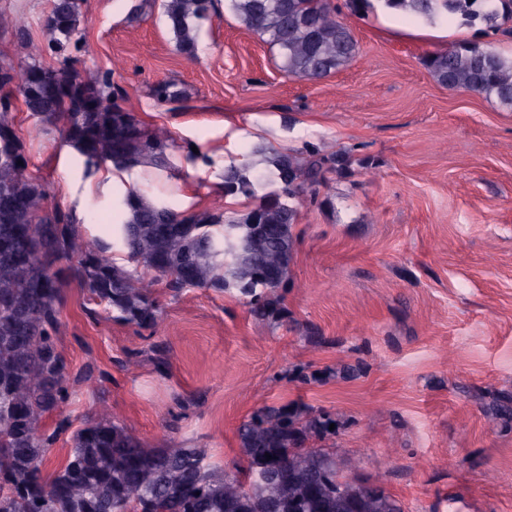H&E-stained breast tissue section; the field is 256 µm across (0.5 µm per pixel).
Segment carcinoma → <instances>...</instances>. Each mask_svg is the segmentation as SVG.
Listing matches in <instances>:
<instances>
[{
    "label": "carcinoma",
    "mask_w": 512,
    "mask_h": 512,
    "mask_svg": "<svg viewBox=\"0 0 512 512\" xmlns=\"http://www.w3.org/2000/svg\"><path fill=\"white\" fill-rule=\"evenodd\" d=\"M403 11V17L430 25L458 21L494 30L512 20V0H380ZM238 22L276 50L280 69L300 82H317L347 66L358 44L343 11L360 15L369 0H228ZM164 16L179 51L198 57L203 23L214 0H163ZM43 29L50 48L78 43L85 17L81 0H53ZM27 66L44 73L53 92L26 95L21 86L0 82V98H22L26 111L41 124L59 129L65 143L84 158V178H93L110 163L119 171L172 169L167 153L169 132L147 127L116 100L107 77L96 70L78 71L67 64ZM439 85L464 90L512 108V57L488 46L460 43L425 58ZM82 93L105 101L95 112L81 110ZM159 104L182 97L170 82L152 87ZM14 112L0 111V512H85L96 504L105 512H264L265 489L257 484L245 501L224 508V486L240 482L213 465L204 448H159L129 433L107 409L78 429L66 462L48 474L43 461L57 431H40L68 396L67 360L56 335L65 280L54 270L69 262L67 278L77 282L112 318L137 326L156 323V284L174 291L237 289L251 297L255 309L278 317V292L289 285L293 259L292 228L305 197L333 186L326 174L346 169L342 154L328 145L298 156L273 148L262 150L264 168L249 163L224 169V197L243 196L255 204L243 210L213 207L178 210L169 200L145 189L123 186L112 192L110 220L102 235H89L69 212L50 206L41 181L19 168L10 148H22ZM270 229L257 234L254 219ZM260 247L279 255L276 278L256 279ZM124 263L116 262L115 255ZM193 255L197 281L184 283L178 267ZM312 438L323 430L311 407L265 406L238 427L239 451L246 462L244 478L253 479L266 454L280 453L277 478L285 495L296 491L295 473L322 467L323 448H305L276 426L284 413ZM135 487L141 500L124 491ZM398 501L387 495L367 503L365 512H394Z\"/></svg>",
    "instance_id": "cac0c4a2"
}]
</instances>
